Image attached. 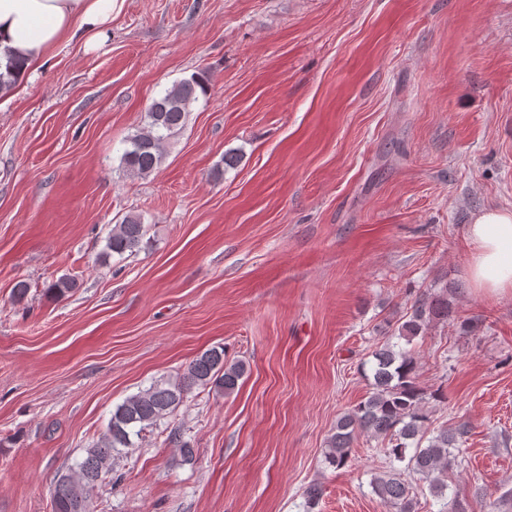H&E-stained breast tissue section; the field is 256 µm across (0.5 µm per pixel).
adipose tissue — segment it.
<instances>
[{
    "instance_id": "ef3b65f1",
    "label": "adipose tissue",
    "mask_w": 512,
    "mask_h": 512,
    "mask_svg": "<svg viewBox=\"0 0 512 512\" xmlns=\"http://www.w3.org/2000/svg\"><path fill=\"white\" fill-rule=\"evenodd\" d=\"M124 0H0V50L9 49L25 80L63 43L92 45ZM474 247L468 275L474 287L512 288V211L478 214L467 228Z\"/></svg>"
}]
</instances>
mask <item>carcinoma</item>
<instances>
[{"instance_id": "obj_1", "label": "carcinoma", "mask_w": 512, "mask_h": 512, "mask_svg": "<svg viewBox=\"0 0 512 512\" xmlns=\"http://www.w3.org/2000/svg\"><path fill=\"white\" fill-rule=\"evenodd\" d=\"M209 91L208 77L200 72L179 80L154 98L145 110L143 126L127 140L120 164L132 176H147L163 160L164 143L185 124L191 107L199 96ZM141 218L126 215L114 225L106 238L104 258L135 252L144 238ZM452 317V307L445 296L418 299L399 327V337L411 344L433 325ZM419 366L411 350L387 343L373 352L372 392L336 422V432L328 441L324 460L340 469L350 461L354 440L360 435L387 441L391 462L404 467H391L375 477L374 493L389 504L394 512H416L412 483L405 475L419 477L430 494L444 499L440 512H466L458 495L448 494V475L462 465L460 444L468 428L459 425L440 429L427 436L430 420L427 405L439 398L416 382ZM245 373L242 362L228 363L224 349L211 348L197 356L182 376L174 381L151 385L117 405L102 437L86 449V456L76 468L58 475L52 490V512H89V497L98 482L112 470V455L132 446V437L145 428L167 419L195 386L213 387L229 394Z\"/></svg>"}]
</instances>
